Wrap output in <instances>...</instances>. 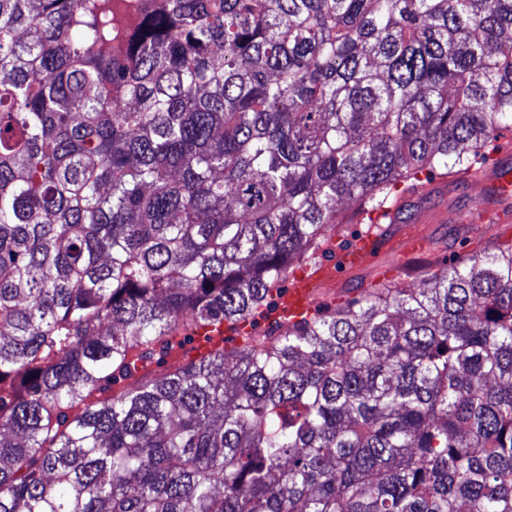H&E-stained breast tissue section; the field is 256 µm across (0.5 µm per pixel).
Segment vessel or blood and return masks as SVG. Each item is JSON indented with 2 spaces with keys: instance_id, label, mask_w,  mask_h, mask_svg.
Listing matches in <instances>:
<instances>
[{
  "instance_id": "vessel-or-blood-1",
  "label": "vessel or blood",
  "mask_w": 512,
  "mask_h": 512,
  "mask_svg": "<svg viewBox=\"0 0 512 512\" xmlns=\"http://www.w3.org/2000/svg\"><path fill=\"white\" fill-rule=\"evenodd\" d=\"M470 185L475 190L493 185L500 197L512 196V146L501 145L494 162L473 176ZM410 197L401 195L391 206L370 213L371 230L357 235L347 247L336 249L332 261H312L290 273L285 288L274 295V305L268 313L269 322L286 327L311 319L323 299L335 296L337 281L344 275H355L373 267L377 270L378 282L398 281L401 266H377L378 257L398 252L409 258L424 253L428 246L426 237L418 230L419 225L428 221L424 209H416L412 218L413 228L405 230L399 226ZM254 335L252 319L223 322L198 337L190 353L195 356L215 345L240 347L252 342Z\"/></svg>"
}]
</instances>
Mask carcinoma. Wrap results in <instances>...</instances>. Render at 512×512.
<instances>
[{"instance_id":"obj_1","label":"carcinoma","mask_w":512,"mask_h":512,"mask_svg":"<svg viewBox=\"0 0 512 512\" xmlns=\"http://www.w3.org/2000/svg\"><path fill=\"white\" fill-rule=\"evenodd\" d=\"M504 131L512 0H0V512H512V243L135 377ZM175 348L170 350L167 347L160 344L152 347V349L150 350L143 349V351L145 352L144 354L147 355L145 359L142 361V363L146 366L147 369H149V371H162L175 364L173 357L179 360L183 358L184 351H181L172 357V353L175 350Z\"/></svg>"}]
</instances>
